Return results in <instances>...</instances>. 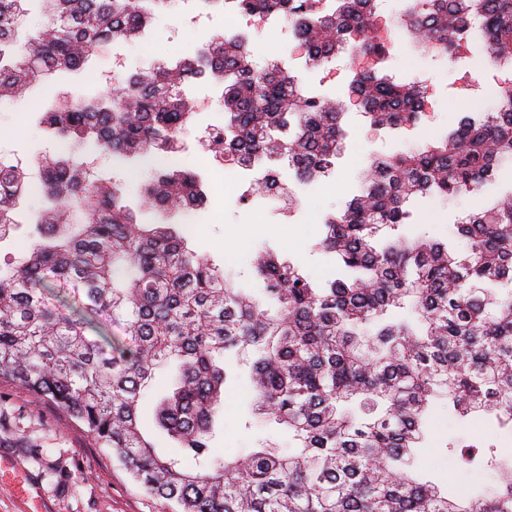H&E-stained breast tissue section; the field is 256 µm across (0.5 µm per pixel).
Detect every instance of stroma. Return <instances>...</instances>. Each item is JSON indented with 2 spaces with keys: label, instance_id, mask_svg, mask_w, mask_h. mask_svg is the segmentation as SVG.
<instances>
[{
  "label": "stroma",
  "instance_id": "35a3bbf8",
  "mask_svg": "<svg viewBox=\"0 0 512 512\" xmlns=\"http://www.w3.org/2000/svg\"><path fill=\"white\" fill-rule=\"evenodd\" d=\"M402 0H386L383 18L391 25L388 64L392 72L410 79L425 73L435 79L437 95L423 124L414 130L396 133L370 129L356 108H348L344 117L347 137L343 156L333 174L305 189L300 210L285 211L281 202L256 193L252 173H243L238 182L227 183L207 160L201 157L197 143L200 129L224 122V108L213 84L199 83L193 88L197 97L206 99L207 109L199 112L195 125L188 127L182 140L188 158L201 175L208 205L200 215L184 216L193 225L195 250L224 261V273L236 287L258 288L262 282L253 273L249 254L260 248L279 250L297 262L316 284L336 272L334 261L316 248L321 226L320 214L340 209L359 186L373 158L392 156L412 150L426 138L447 133L466 112H487L492 98L460 99L449 87L453 79L447 59L422 50L403 31L396 28ZM184 0L156 12L144 33L134 41L108 46L92 58L78 75L58 76L52 87H36L13 102H0V153L19 158L29 170L53 139L44 131L41 117L59 93L73 89L91 95L106 94L109 84L100 82L99 74L110 72L112 57L121 54L127 71L151 67L160 61H173L193 52L214 33L233 26L224 9H209L203 24L188 25ZM254 61L265 68L268 60L280 59L302 78L307 91L330 93L345 99L353 71L347 54L333 62L330 69H310L305 60L293 52V35L281 26L253 34L250 38ZM512 184V171L503 170L500 186H488L452 200L428 198L418 202L402 231L407 236L423 235L448 243L462 251L463 243L452 235V227L467 215L490 208L501 186ZM248 230L246 241L235 250L224 247L232 230ZM245 393L235 384L224 389V429L217 446L234 457L257 447L260 440L275 436L280 447H287V434H271L269 428L250 417L244 404ZM426 450L419 466L439 485L455 482L466 486L475 478L449 459L448 440L467 445L481 439L498 448L512 450V433L475 427L449 418L444 404H437L427 424ZM0 456L11 471L0 476V512H166L161 501L147 495L113 459L111 453L97 448L86 429L52 406L36 402L33 396L9 380H0ZM34 485L38 493L28 498L24 483Z\"/></svg>",
  "mask_w": 512,
  "mask_h": 512
}]
</instances>
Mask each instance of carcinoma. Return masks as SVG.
Instances as JSON below:
<instances>
[{"mask_svg":"<svg viewBox=\"0 0 512 512\" xmlns=\"http://www.w3.org/2000/svg\"><path fill=\"white\" fill-rule=\"evenodd\" d=\"M0 0V100L58 72H78L110 44L139 37L169 0ZM288 23L310 68L349 47L373 57L348 97L371 129L417 125L428 97L387 71L374 0H200ZM398 22L416 43L451 58L476 31L491 59L512 57V0H404ZM221 91L219 157L300 185L328 176L344 150L342 104L304 90L290 71H259L247 35L229 30L174 63L121 79L119 94L79 91L42 116L62 152L40 160V206L29 242L0 264V379L62 410L134 482L172 512H512V454L482 441L448 442V456L495 486L448 496L415 469L424 420L437 400L458 419L490 416L512 430V187L455 225L464 252L396 234L419 197L478 191L512 162V96L468 112L447 135L375 158L362 187L323 219L317 247L344 271L317 288L271 249L251 264L257 297L190 246L185 224H144L126 187L90 173L86 148L147 166L143 205L199 213L206 193L182 160L196 115L190 89ZM19 163L0 157V241L31 196ZM170 390L156 423L175 452L158 451L139 411L156 373ZM245 379L251 413L288 433L243 457L213 447L224 385Z\"/></svg>","mask_w":512,"mask_h":512,"instance_id":"1","label":"carcinoma"}]
</instances>
